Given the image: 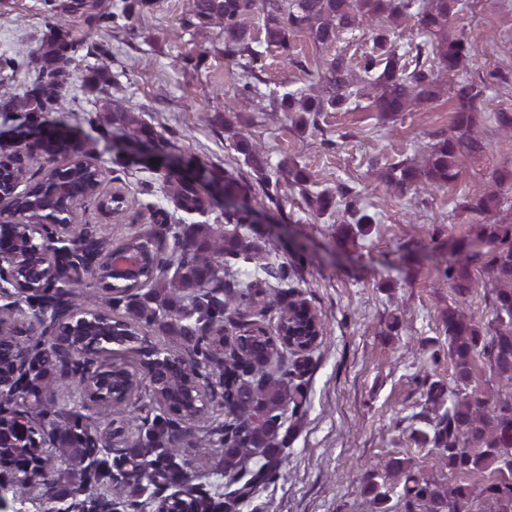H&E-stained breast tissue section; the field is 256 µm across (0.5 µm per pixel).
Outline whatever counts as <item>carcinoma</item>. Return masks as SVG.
<instances>
[{
	"instance_id": "1",
	"label": "carcinoma",
	"mask_w": 512,
	"mask_h": 512,
	"mask_svg": "<svg viewBox=\"0 0 512 512\" xmlns=\"http://www.w3.org/2000/svg\"><path fill=\"white\" fill-rule=\"evenodd\" d=\"M459 0H192L191 10L199 18L220 22L227 41L225 52L230 57L246 60L242 68L254 72L259 53L251 46V37L243 24V16L261 7L264 13L265 39L268 44L288 49L292 30L307 32L321 45L336 40L339 32H354L360 25L371 26L372 52L364 55L357 68L346 64L338 55L326 63L321 85H311L298 94L273 97L290 112L307 114L340 110L354 94L371 101L374 111L385 118L411 112L422 103L436 98L442 91L438 75L430 60L450 72H465L483 35H455L449 32L452 18L459 12ZM418 26L428 40L408 52H400L391 40L393 28L407 22ZM54 67L41 76L42 96L27 99L18 111L27 115L42 109L58 97L67 84L64 66L59 64L57 50L45 52ZM456 117L449 136L440 135L426 149L394 167L390 181L419 196L430 188H442L459 174L466 157L483 154L486 144L476 132V113L492 112L498 127L512 130V113L500 111L483 90L462 80L455 84ZM103 112L112 113V121L128 126L137 124L131 107L123 98L114 97L103 105ZM239 149L257 170H263L264 152L252 143H239ZM495 188L476 194L466 201L465 209L488 219L477 234L479 249L461 260L459 266L448 267L451 288L465 297L473 288L470 263L485 259L487 281L495 307L493 322L482 328L468 317L460 306L448 308L446 332L449 357L454 363L456 378L469 379L471 364L484 359L498 381L512 388V222L497 218L504 177L497 176ZM176 206L187 210H204L206 201L199 192L180 185L174 196ZM491 246L487 252L483 245ZM263 248L246 237L230 235L222 224H190L183 242L160 264L174 269L173 274L161 270L152 279L145 299L127 305L130 320L158 326L168 336L167 346L180 348L193 341V336L214 324L224 314V307L247 308L264 302L265 290L248 284L227 299L219 297L224 281L215 276L224 269V256L253 261L263 273L268 266ZM73 298L93 302L90 283L79 276L59 285ZM255 357L249 371H242L236 362L217 370L224 383L223 400L227 420L224 438L230 448L224 452V472L235 474L241 456L252 448L271 443L280 412L294 401L289 392L287 375H273L268 364L279 357L271 339L255 340L248 349ZM64 441L66 452L59 455L52 449L46 458L59 457L83 467L88 481L117 482L111 472L107 448L92 447L88 425L82 417L65 412ZM139 445L145 451L125 459L123 484L134 493H143L148 486L181 475V451L170 439L171 420L161 414L154 418L132 414ZM433 443L448 458V467L459 472H473L506 467L512 469V392L496 391L490 399L472 397L462 390L452 394L451 406L442 414L434 429ZM288 465V457L277 456L251 473V478L238 490L248 494L269 476ZM404 498L408 509L422 512H512V488L489 483L481 488H452L432 479L405 478Z\"/></svg>"
}]
</instances>
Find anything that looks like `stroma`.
Instances as JSON below:
<instances>
[{
    "label": "stroma",
    "instance_id": "35a3bbf8",
    "mask_svg": "<svg viewBox=\"0 0 512 512\" xmlns=\"http://www.w3.org/2000/svg\"><path fill=\"white\" fill-rule=\"evenodd\" d=\"M63 2L0 0V153L17 150L15 137L23 132L70 134L106 180L136 201L120 224L102 216L96 202H83V222L102 235L234 213L244 220L243 234L265 246L275 272L284 274L283 301H307L323 323L302 374L292 372L294 355L282 356L304 397L279 420L277 441L288 465L269 481L237 497L224 475L223 446L201 454L176 431L191 464L189 482L212 512H406L403 482L389 468L395 459L410 474L443 483L480 487L501 480L498 472L449 470L431 442L448 401L428 396L433 387L445 394L460 386L444 323L457 296L445 272L476 239L479 218L465 202L484 191L493 172L512 171V139L499 133L492 113L477 115L484 156L466 161L448 186L421 195L417 221L409 224V193L386 175L437 135L451 133L449 95L389 119L362 98L348 110L319 113L302 132L297 113L273 111L268 97L317 83L333 57L358 63L372 47L367 34L341 33L322 46L295 31L282 49L266 44L264 14L253 10L245 24L262 53L253 94L243 88L239 60L225 57L220 28L190 13L186 0H99L98 17L84 10L67 15L84 43L69 65L61 102L20 119L15 102L34 95ZM464 3L452 32L488 35L469 79L512 113V0ZM104 59L109 66L100 81ZM112 96L130 100L139 129L114 124L102 111ZM242 140L261 143L264 171L240 152ZM285 163L303 170V184L282 171ZM172 166L208 193L212 212L174 206L163 181ZM323 191L335 206L321 215L308 199ZM352 199L374 222L345 242L339 220Z\"/></svg>",
    "mask_w": 512,
    "mask_h": 512
}]
</instances>
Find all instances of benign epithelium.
<instances>
[{
    "label": "benign epithelium",
    "instance_id": "obj_1",
    "mask_svg": "<svg viewBox=\"0 0 512 512\" xmlns=\"http://www.w3.org/2000/svg\"><path fill=\"white\" fill-rule=\"evenodd\" d=\"M63 148L49 146L37 137L24 144V151L42 156L48 164L44 176L34 184L21 186L16 178L19 154H0V298L28 296L51 287L52 283L74 277L85 269L103 292L112 297H127L144 288L159 271L160 239L148 232H133L120 237L87 239L74 250L71 246L80 201L70 196L73 171L92 175L89 186L100 188L103 171L91 153L84 151L68 136ZM126 196L114 187L99 197V209L120 223ZM304 314L299 324L288 329L280 323L266 325L241 315L233 328H224L223 340L214 341L206 329L196 340L209 344V364H224L233 353H242L252 337L267 336L278 345L303 357L319 344L315 329L319 317L304 300H296ZM136 356L132 368L116 359L118 350ZM9 349L6 365H0V394L13 391L31 375L36 358L53 350L57 371L67 375L68 366L79 357L88 364L84 386L78 392L85 407L123 411L137 397L131 389L130 374L147 382L151 403L178 417L193 428L210 421L220 407L218 384L204 383L195 366L193 345L173 353L160 346L114 314L91 308L70 307L50 315H38L10 302L0 306V349ZM127 427L121 420L106 426L112 436L108 447L125 443ZM45 447L31 408L21 402H0V474L11 481L33 488L31 472L39 467ZM172 492L161 498L157 512H196L194 501L183 485L171 486Z\"/></svg>",
    "mask_w": 512,
    "mask_h": 512
}]
</instances>
